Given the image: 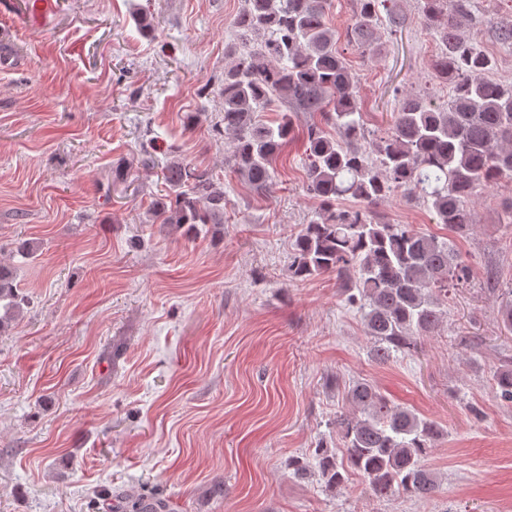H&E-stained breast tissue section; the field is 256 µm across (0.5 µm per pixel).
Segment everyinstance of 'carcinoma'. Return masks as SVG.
I'll use <instances>...</instances> for the list:
<instances>
[{
    "instance_id": "carcinoma-1",
    "label": "carcinoma",
    "mask_w": 512,
    "mask_h": 512,
    "mask_svg": "<svg viewBox=\"0 0 512 512\" xmlns=\"http://www.w3.org/2000/svg\"><path fill=\"white\" fill-rule=\"evenodd\" d=\"M384 2L356 0L349 43L375 48ZM442 2L420 0L419 7L441 44L432 70L448 84V104L401 95L385 135L369 144L356 108V77L326 17L328 0H244L233 22L235 59L224 66L220 123L233 139L234 170L254 190L270 187L273 162L293 132L288 115L273 126L259 113L274 105L321 112L339 131L332 138L316 125L307 129L303 162L320 210L295 237L290 271L302 281L334 273L346 290L358 291L348 301L363 314L378 363L438 333L449 288L468 280L470 270L452 239L377 218L370 206L401 192L461 237L472 227L468 200L483 184L512 174V85L486 78L492 59L460 33L455 17L442 15ZM161 173L166 194L152 204L155 220L190 231L224 223V187L207 171L174 153ZM341 197L358 206H336ZM25 305L28 296L0 265V331ZM493 389L512 405V364L497 368ZM346 399L349 410L334 421L342 456L317 454L326 486L339 488L356 473L379 499L427 500L438 492L428 460L444 436L440 424L393 404L368 382L353 385ZM147 499L151 512H169L166 500L142 494L107 496L109 512H146Z\"/></svg>"
}]
</instances>
